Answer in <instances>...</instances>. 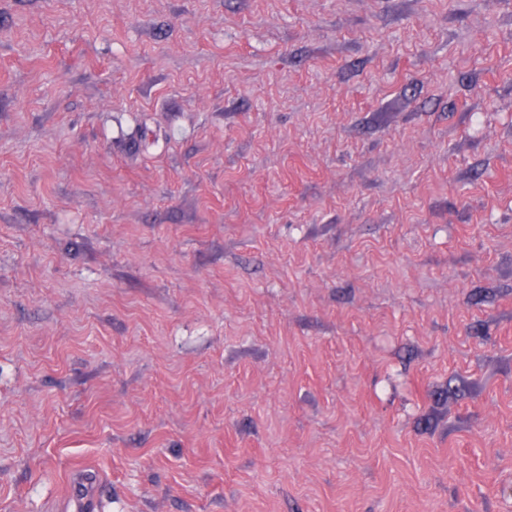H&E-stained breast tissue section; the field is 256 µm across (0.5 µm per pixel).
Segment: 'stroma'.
Instances as JSON below:
<instances>
[{"label":"stroma","mask_w":512,"mask_h":512,"mask_svg":"<svg viewBox=\"0 0 512 512\" xmlns=\"http://www.w3.org/2000/svg\"><path fill=\"white\" fill-rule=\"evenodd\" d=\"M512 512V0H0V512ZM98 476L88 470H78L68 484L67 498L69 509L74 512H87L94 509L99 488Z\"/></svg>","instance_id":"35a3bbf8"}]
</instances>
